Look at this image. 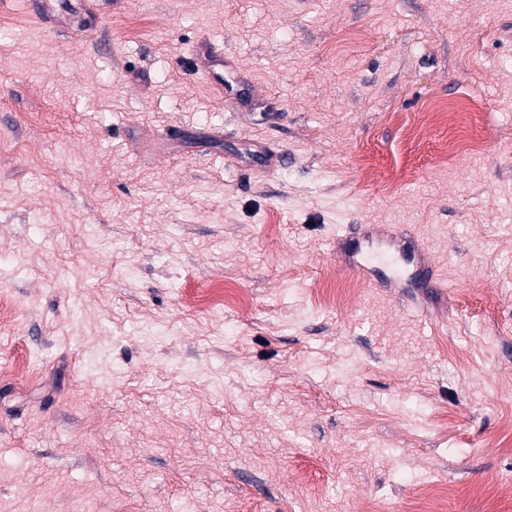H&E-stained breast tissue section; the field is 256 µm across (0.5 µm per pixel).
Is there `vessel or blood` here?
<instances>
[{
  "instance_id": "b4317fda",
  "label": "vessel or blood",
  "mask_w": 512,
  "mask_h": 512,
  "mask_svg": "<svg viewBox=\"0 0 512 512\" xmlns=\"http://www.w3.org/2000/svg\"><path fill=\"white\" fill-rule=\"evenodd\" d=\"M194 53L212 89L247 101L256 86L242 75L233 61L215 53L207 42H199ZM337 246L345 250V268L353 276L384 288L413 287L418 275L431 261L427 251L413 238L396 234L388 224H350L336 235Z\"/></svg>"
}]
</instances>
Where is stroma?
Listing matches in <instances>:
<instances>
[{"label":"stroma","mask_w":512,"mask_h":512,"mask_svg":"<svg viewBox=\"0 0 512 512\" xmlns=\"http://www.w3.org/2000/svg\"><path fill=\"white\" fill-rule=\"evenodd\" d=\"M26 2L0 0V512H512L475 494L512 485V0ZM467 98L479 152L405 138ZM343 224L415 236L445 289L355 282ZM224 285L244 304L193 308ZM194 54L203 63L201 71L212 89L220 94L230 93L242 103L251 98L256 89L255 83L242 75L233 61L224 60L206 41L199 42L194 47ZM224 72L227 74L225 78Z\"/></svg>","instance_id":"obj_1"}]
</instances>
